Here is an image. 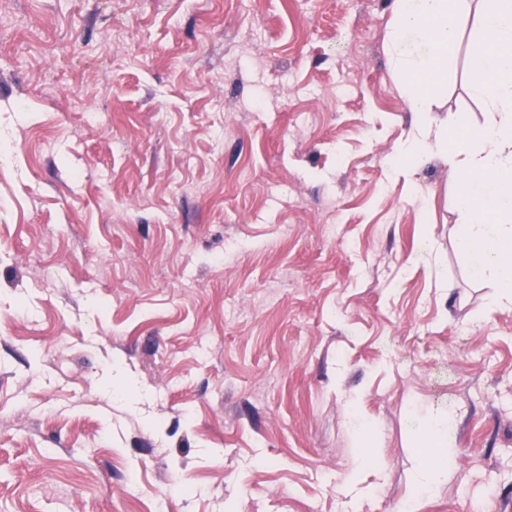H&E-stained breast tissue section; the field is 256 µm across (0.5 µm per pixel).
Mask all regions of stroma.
Masks as SVG:
<instances>
[{"instance_id":"obj_1","label":"stroma","mask_w":512,"mask_h":512,"mask_svg":"<svg viewBox=\"0 0 512 512\" xmlns=\"http://www.w3.org/2000/svg\"><path fill=\"white\" fill-rule=\"evenodd\" d=\"M392 5L0 0V512H512V310L391 160ZM426 436L434 448H449L448 418L432 415L426 430ZM444 451L439 456L425 459L420 464L416 476V485L419 489H427L448 476V465L442 462L444 461V455L446 458L448 456L447 450L446 454H444Z\"/></svg>"}]
</instances>
